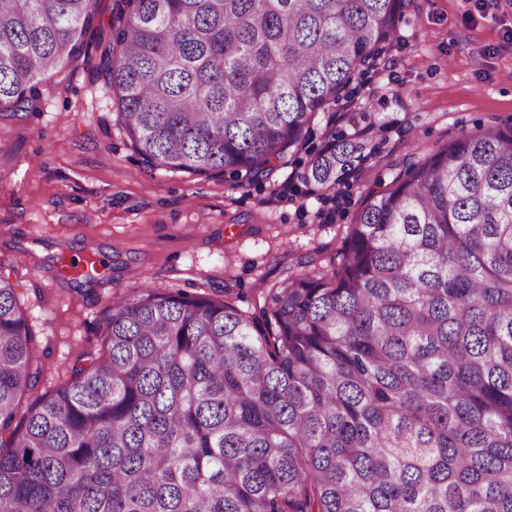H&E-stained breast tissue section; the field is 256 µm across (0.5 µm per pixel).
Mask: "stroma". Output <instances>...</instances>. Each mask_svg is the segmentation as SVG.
<instances>
[{
	"label": "stroma",
	"instance_id": "obj_1",
	"mask_svg": "<svg viewBox=\"0 0 512 512\" xmlns=\"http://www.w3.org/2000/svg\"><path fill=\"white\" fill-rule=\"evenodd\" d=\"M113 4L96 0L85 53L47 80L39 111L0 112V274L18 284L42 366L25 408L100 352L114 296L148 284L255 311L269 288L336 259L377 179L461 131L512 124V7L411 0L391 57L352 95L353 111L391 121L358 178L322 193L295 158L244 188L154 170L96 71ZM61 255L75 273L60 275Z\"/></svg>",
	"mask_w": 512,
	"mask_h": 512
}]
</instances>
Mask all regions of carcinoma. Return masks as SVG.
<instances>
[{"mask_svg": "<svg viewBox=\"0 0 512 512\" xmlns=\"http://www.w3.org/2000/svg\"><path fill=\"white\" fill-rule=\"evenodd\" d=\"M409 0H115L97 64L153 169L237 186L323 148L331 191L375 153L335 112ZM95 0H0V111L84 49ZM0 277V512H512V126L463 131L373 191L338 263L256 312L144 286L54 394Z\"/></svg>", "mask_w": 512, "mask_h": 512, "instance_id": "carcinoma-1", "label": "carcinoma"}]
</instances>
